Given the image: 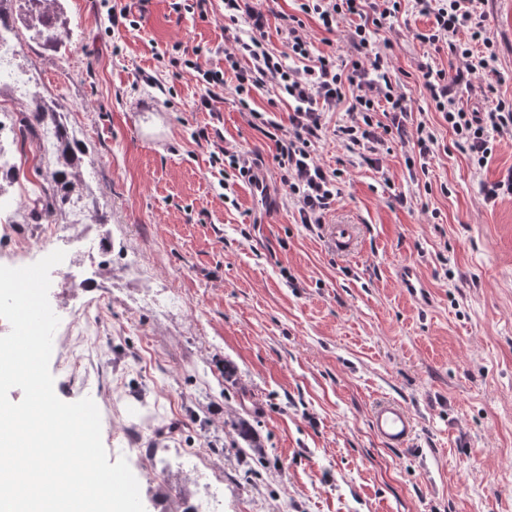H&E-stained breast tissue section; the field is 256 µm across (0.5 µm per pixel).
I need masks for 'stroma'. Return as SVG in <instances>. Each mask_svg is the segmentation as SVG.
I'll list each match as a JSON object with an SVG mask.
<instances>
[{
    "instance_id": "stroma-1",
    "label": "stroma",
    "mask_w": 512,
    "mask_h": 512,
    "mask_svg": "<svg viewBox=\"0 0 512 512\" xmlns=\"http://www.w3.org/2000/svg\"><path fill=\"white\" fill-rule=\"evenodd\" d=\"M62 6L60 49L23 30L19 62L85 143L100 219L72 228L59 206L49 221H27L52 162L14 135L13 157L29 167L6 189L17 210L0 222V261L19 241L82 255L52 278L51 307L83 332L73 351L94 357L95 375L78 381L50 362L54 391L115 402L102 442L109 460L127 459L145 512L187 501L211 512H512V196L482 194L512 168V138H498L482 168L457 146L411 78L421 63L451 77L460 66L408 36L429 18L402 0L392 49L437 138L425 169H409L412 147L397 142L368 166L332 134L350 120L338 105L315 159L340 172V194L310 226L232 168L212 167L193 138L205 128L224 148L254 151L267 183H279L274 143L241 111L233 73L223 103L205 112L194 78L162 61L198 46L204 67H223L216 46L248 26L225 20L221 0L204 18L143 0L138 28L115 32L100 0ZM484 24L505 77L496 94L512 100V10L490 0ZM338 222L354 230L346 254L329 242ZM404 262L417 265L427 298L400 287ZM385 397L413 413L411 449L375 436L371 410ZM242 418L261 452L243 448Z\"/></svg>"
}]
</instances>
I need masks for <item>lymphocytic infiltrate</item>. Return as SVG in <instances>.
Segmentation results:
<instances>
[{"label":"lymphocytic infiltrate","instance_id":"1","mask_svg":"<svg viewBox=\"0 0 512 512\" xmlns=\"http://www.w3.org/2000/svg\"><path fill=\"white\" fill-rule=\"evenodd\" d=\"M485 0H415L420 13L432 16L428 28L412 30L413 39L437 49H448L462 66L454 79L431 64H420L416 82L425 91L435 111L441 112L456 137L457 145L477 166H484L495 148V134L512 131V102L495 97L504 77L496 67L494 41L484 25ZM401 9L400 0H297L296 14L287 16L282 50L265 43L266 17L263 0H224V16L245 20L247 37L235 38L224 51V66L204 67L200 49L179 50L169 55L167 65L176 72L193 74L202 88L201 109L217 111L224 100V73L233 71L234 92L243 111L264 120L252 109L255 95L268 94L269 104L292 102L289 129L275 140V159L285 176V196L297 207L302 223L320 224L340 193L337 172L314 160L322 139L324 114L338 103H346L354 118L336 126L334 136L350 150L377 153L387 141L410 143L420 159H427L437 139L426 122L414 121L401 79L391 77L393 42L380 38ZM349 18L346 60L336 58L335 49L316 48L304 32L305 19L332 31L337 20ZM297 59L294 67L285 58ZM485 78L484 95L491 104L482 112L460 108L456 89L470 85L473 77ZM383 111V126H375L372 114Z\"/></svg>","mask_w":512,"mask_h":512}]
</instances>
